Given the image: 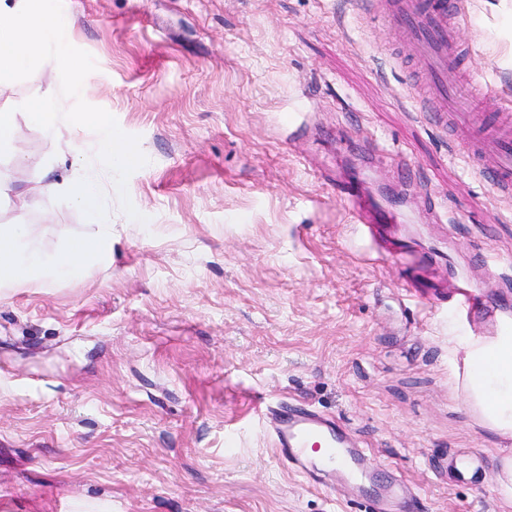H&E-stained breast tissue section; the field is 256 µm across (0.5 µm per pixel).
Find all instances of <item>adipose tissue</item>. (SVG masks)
<instances>
[{"label": "adipose tissue", "mask_w": 512, "mask_h": 512, "mask_svg": "<svg viewBox=\"0 0 512 512\" xmlns=\"http://www.w3.org/2000/svg\"><path fill=\"white\" fill-rule=\"evenodd\" d=\"M29 235V225H0V295L84 277L90 260L106 259L112 253L108 224L93 236L70 240L61 249L27 245ZM464 363L465 401L492 434L499 455L495 482L502 500L512 505V334L469 341Z\"/></svg>", "instance_id": "1"}]
</instances>
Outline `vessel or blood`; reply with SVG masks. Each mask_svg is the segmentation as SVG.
<instances>
[{
	"label": "vessel or blood",
	"mask_w": 512,
	"mask_h": 512,
	"mask_svg": "<svg viewBox=\"0 0 512 512\" xmlns=\"http://www.w3.org/2000/svg\"><path fill=\"white\" fill-rule=\"evenodd\" d=\"M369 12L389 11L399 38L413 50L424 73L428 89L418 93L416 105L432 124L451 118L462 138L468 157L490 150L494 157L483 177L497 195L512 197V114L477 111L476 100L465 88L448 80L449 67L459 65L463 56L450 21L460 12V0H368ZM337 193L353 205L362 224L383 220L366 199L360 183L338 182ZM277 421L274 430L276 451L290 469L313 476L322 474L359 486H372L388 497L398 492V483L382 482L366 465V452L351 439L349 432L318 411L282 401L272 407Z\"/></svg>",
	"instance_id": "obj_1"
}]
</instances>
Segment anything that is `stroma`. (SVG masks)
Instances as JSON below:
<instances>
[{
    "mask_svg": "<svg viewBox=\"0 0 512 512\" xmlns=\"http://www.w3.org/2000/svg\"><path fill=\"white\" fill-rule=\"evenodd\" d=\"M480 109L512 108V0H461ZM96 69L87 103L139 139L133 223L96 153L18 120L0 181L100 176L90 221L61 194L0 223L62 247L112 227V261L0 297V512H370L276 455L299 402L348 430L410 507L512 512L490 434L456 387L464 343L512 311V198L417 112L395 25L358 0H62ZM359 175L403 223L369 232ZM487 309L461 314L457 288ZM336 192L347 198L353 205L357 220L360 224H381L383 215L378 213L366 199V194L360 183L354 180H346L336 183Z\"/></svg>",
    "mask_w": 512,
    "mask_h": 512,
    "instance_id": "stroma-1",
    "label": "stroma"
}]
</instances>
